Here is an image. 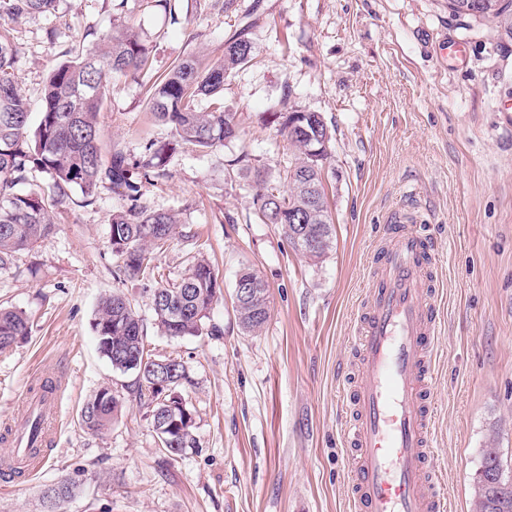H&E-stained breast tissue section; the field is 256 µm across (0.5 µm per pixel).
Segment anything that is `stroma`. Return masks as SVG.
Instances as JSON below:
<instances>
[{
    "label": "stroma",
    "instance_id": "obj_1",
    "mask_svg": "<svg viewBox=\"0 0 512 512\" xmlns=\"http://www.w3.org/2000/svg\"><path fill=\"white\" fill-rule=\"evenodd\" d=\"M133 27L153 66L109 78L98 123L104 153L139 158L173 141L146 107V90L175 61L208 68L224 42L246 31L249 63L224 83L238 138L210 152L178 146L166 175L144 181L141 202L179 224L156 264L180 281L194 252L214 267L223 293L208 331L171 338L156 327L153 281L118 277L108 243L122 192L100 189L54 215L53 233L0 270V304L25 312L31 333L0 353V418L10 417L41 375L64 376L57 431L41 469L0 476V512H44L61 480L73 495L58 512H350L345 415L336 397L352 361L350 336L363 303L373 244L393 212L419 217L441 257L437 271V461L451 512H475L480 448L496 439L512 475V40L448 0H59L54 13L13 22L14 70L32 114L60 52L94 47L113 27ZM55 30L48 47L46 30ZM289 104L321 113L331 134L324 186L333 246L319 261L256 220L252 193L230 180L232 160L278 173L293 149L267 125ZM256 271L269 294L261 329H241L236 275ZM122 291L146 343L178 357L190 382L195 447L177 457L158 445L135 376L112 368L94 332L97 304ZM112 388L121 410L109 431L85 430L80 411Z\"/></svg>",
    "mask_w": 512,
    "mask_h": 512
}]
</instances>
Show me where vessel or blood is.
Segmentation results:
<instances>
[{
  "label": "vessel or blood",
  "mask_w": 512,
  "mask_h": 512,
  "mask_svg": "<svg viewBox=\"0 0 512 512\" xmlns=\"http://www.w3.org/2000/svg\"><path fill=\"white\" fill-rule=\"evenodd\" d=\"M438 255L416 218L392 215L371 256L367 295L353 323L355 364L340 389L349 448L351 512H448L433 443L440 333ZM55 433L53 397H24L11 476L38 471L25 422Z\"/></svg>",
  "instance_id": "b4317fda"
}]
</instances>
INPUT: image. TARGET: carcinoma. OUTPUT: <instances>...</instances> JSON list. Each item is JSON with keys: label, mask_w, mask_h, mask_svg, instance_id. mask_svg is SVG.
<instances>
[{"label": "carcinoma", "mask_w": 512, "mask_h": 512, "mask_svg": "<svg viewBox=\"0 0 512 512\" xmlns=\"http://www.w3.org/2000/svg\"><path fill=\"white\" fill-rule=\"evenodd\" d=\"M57 0H9L10 20L55 10ZM455 17L491 22L496 31L512 39V0H448ZM250 42L240 31L224 42L223 58L206 70L186 58L170 69L148 90L147 107L156 119L169 125L175 143L201 151L224 145L237 126L235 113L219 101L224 80L250 59ZM16 48L7 23L0 22V111L11 113L9 123L0 124V269L8 268L21 251L30 250L54 231L52 213L71 200L74 191L83 203H92L106 185L127 190L126 210L112 216L109 245L128 278L154 276L155 252L173 238L175 216L150 210L140 202L139 181L158 177L165 170L172 148L145 146L139 159L130 161L121 151L106 158L102 152L97 115L107 98L111 75L133 77L152 66L150 47L138 34L124 28L106 35L103 45L59 63L45 85L42 110L35 130L31 113L14 72ZM204 98L212 99L208 110H198ZM272 123L296 148L280 180L285 190L270 185L269 172L254 169L252 180L254 215L263 224L281 228L293 249L311 260L323 258L332 244V218L323 184V165L329 156L331 134L323 119L311 120V112L282 107L271 113ZM46 174V190L29 187V174ZM246 274L261 286L263 304L241 307L236 315L242 329L259 331L268 318V289L252 269ZM222 294V282L202 258L191 261L188 272L175 284L152 288V310L156 324L167 336H199L205 329L214 301ZM94 331L98 348L112 367L139 374L135 398L150 409L151 421L166 429V437L179 448L175 457L195 447L194 414L180 404L184 398L160 397L149 391L154 354L145 344L142 320L120 291L99 303ZM29 322L20 311L0 308V352L24 341ZM166 372L174 392L189 381L186 365L173 358ZM88 419L82 425L102 434L112 426L120 402L112 389L103 387L85 402ZM481 466L502 469L495 440L481 449ZM73 485L62 480L47 488L50 512L73 493ZM475 512H512V477L500 473L489 482L477 474L474 484Z\"/></svg>", "instance_id": "1"}]
</instances>
